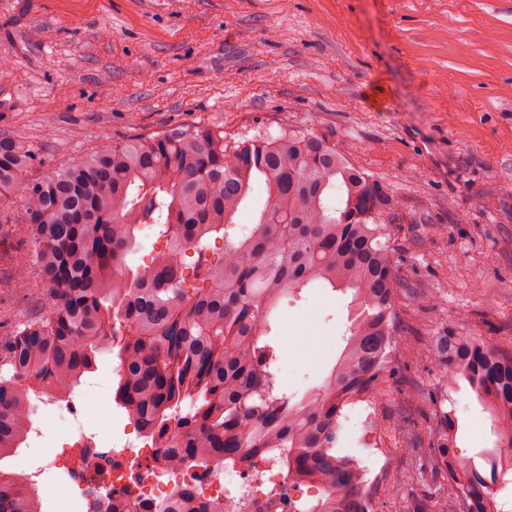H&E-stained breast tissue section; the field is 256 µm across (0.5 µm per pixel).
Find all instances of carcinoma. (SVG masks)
I'll return each instance as SVG.
<instances>
[{"label": "carcinoma", "mask_w": 512, "mask_h": 512, "mask_svg": "<svg viewBox=\"0 0 512 512\" xmlns=\"http://www.w3.org/2000/svg\"><path fill=\"white\" fill-rule=\"evenodd\" d=\"M23 140L0 134V198L35 162ZM262 183L267 202L251 233L230 235ZM395 200L323 137L288 131L224 140V129L182 126L89 151L24 188L30 245L24 287L37 310L0 330V461L32 423L24 383L66 396L116 350L115 404L162 449L173 476L188 459L288 475L265 502L291 512H374V482L336 451L344 408L384 394L397 345L399 279L384 216ZM165 245L131 269L145 226ZM223 249L211 252V242ZM197 256L194 265L188 254ZM312 284L351 293L348 336L321 386L302 395L277 385L275 311ZM443 378L489 411L495 447L457 453L458 421L438 411L423 450L430 464L400 477L448 480L435 512H502L512 483V352L485 336L443 329L427 337ZM0 512H40L33 485L0 470ZM166 512H224L174 485Z\"/></svg>", "instance_id": "obj_1"}]
</instances>
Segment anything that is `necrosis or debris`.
<instances>
[{
	"label": "necrosis or debris",
	"mask_w": 512,
	"mask_h": 512,
	"mask_svg": "<svg viewBox=\"0 0 512 512\" xmlns=\"http://www.w3.org/2000/svg\"><path fill=\"white\" fill-rule=\"evenodd\" d=\"M37 412L79 425L81 432L70 438L65 455L77 458L78 480L94 485V495L105 507L124 504L135 498L154 506L170 500V472L157 460L158 451L140 439H111L103 424H91L85 411L65 397L40 402ZM183 471L190 483L205 498L223 503L226 512H265L260 489L265 483L287 484L279 470L256 472L243 467L235 469L230 482L212 478L206 465L189 461Z\"/></svg>",
	"instance_id": "1"
}]
</instances>
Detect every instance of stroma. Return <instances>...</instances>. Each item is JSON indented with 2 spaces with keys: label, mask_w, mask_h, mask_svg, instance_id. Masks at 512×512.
<instances>
[{
  "label": "stroma",
  "mask_w": 512,
  "mask_h": 512,
  "mask_svg": "<svg viewBox=\"0 0 512 512\" xmlns=\"http://www.w3.org/2000/svg\"><path fill=\"white\" fill-rule=\"evenodd\" d=\"M225 137L311 131L397 202L390 226L402 342L443 328L512 350V0H0V134L25 140L40 179L88 149L180 126ZM27 249L0 231V321ZM433 297L430 307L421 306ZM349 295L304 289L276 310L278 384L320 386ZM115 354L71 399L123 432ZM440 387L425 353L394 354L384 397L345 410L341 453L369 470L374 512H413L427 491L400 474ZM461 456L494 445L468 385L451 392ZM375 416L377 444H362ZM46 512H85L65 469L40 488Z\"/></svg>",
  "instance_id": "stroma-1"
}]
</instances>
